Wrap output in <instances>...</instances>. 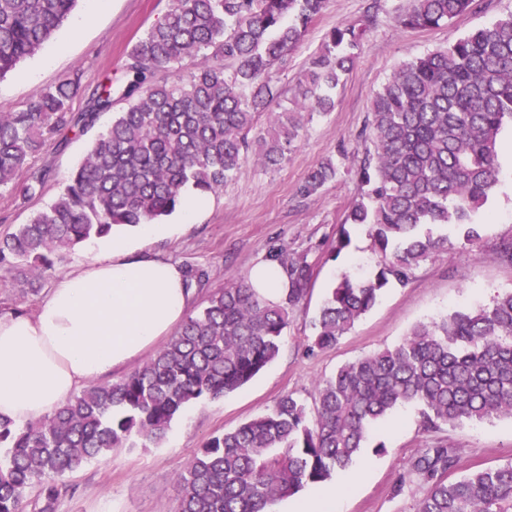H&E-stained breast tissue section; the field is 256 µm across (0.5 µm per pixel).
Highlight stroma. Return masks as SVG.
Masks as SVG:
<instances>
[{
  "label": "stroma",
  "mask_w": 512,
  "mask_h": 512,
  "mask_svg": "<svg viewBox=\"0 0 512 512\" xmlns=\"http://www.w3.org/2000/svg\"><path fill=\"white\" fill-rule=\"evenodd\" d=\"M372 0H326L322 14L307 30L302 44L288 55L281 76L294 89L309 57L336 26L360 19ZM169 0H108L93 13L91 0H79L69 19L35 55L0 78V106L22 110L38 88L73 73L82 76V92L74 111L87 105V94L105 76L120 78L125 51L166 11ZM410 0H381L376 21L367 32L359 56L336 91L335 108L314 115L302 139L281 168H263L246 159L222 192L208 196V206L179 235L158 236L151 249L183 267H200L210 275L194 303L243 277L270 250L284 247L307 256L314 269L311 293L303 311L284 331L279 357L242 389L216 401L186 408L156 445L117 448L109 461H91L66 475L72 491L56 512H173L181 494L180 479L193 455L211 436L272 410L287 393L309 400L317 384L348 361L399 343L418 323L453 310L490 303L512 289V267L498 263L493 250L512 236V128L500 135L501 174L493 188L481 226L479 251L454 242L447 251L417 268L403 287L386 289L376 305L330 350L308 353L310 320L328 288L354 265L374 266L365 234L351 236L338 259L329 251L349 206L360 194L356 170L373 146L364 136L374 93L404 62L453 43L474 29L512 13V0H477L474 8L448 25L424 30L399 28L394 16ZM67 145L36 156L35 166H49L53 177L43 194L22 199L21 183L0 189V234L26 223L50 203L62 183L85 156L92 132L67 131ZM339 167L334 181L304 197L298 187L310 169L325 160ZM459 449L457 475L512 460V418L504 417L423 431L417 404L396 409L372 431L352 465L358 482L337 486L333 512H413L418 492L394 494L398 475L409 460L435 441ZM385 451H377V444Z\"/></svg>",
  "instance_id": "obj_1"
}]
</instances>
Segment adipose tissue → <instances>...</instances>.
I'll use <instances>...</instances> for the list:
<instances>
[{"label": "adipose tissue", "instance_id": "1", "mask_svg": "<svg viewBox=\"0 0 512 512\" xmlns=\"http://www.w3.org/2000/svg\"><path fill=\"white\" fill-rule=\"evenodd\" d=\"M203 208V197L185 196L182 224ZM182 224H143L136 239L91 248L34 314L0 315V415L18 424L39 420L172 334L192 293L180 266L148 244Z\"/></svg>", "mask_w": 512, "mask_h": 512}]
</instances>
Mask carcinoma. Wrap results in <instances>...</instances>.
I'll list each match as a JSON object with an SVG mask.
<instances>
[{
    "instance_id": "cac0c4a2",
    "label": "carcinoma",
    "mask_w": 512,
    "mask_h": 512,
    "mask_svg": "<svg viewBox=\"0 0 512 512\" xmlns=\"http://www.w3.org/2000/svg\"><path fill=\"white\" fill-rule=\"evenodd\" d=\"M475 0H411L396 15L404 29L436 28ZM78 0H0V76L37 53ZM326 0H169L126 52L119 86L126 107L94 139L55 199L0 236V270L21 296L38 294L76 245L117 228L157 224L187 190L215 194L253 156L266 167L288 158L311 112H329L373 16L334 28L302 73L290 104L278 75ZM186 69L169 83L158 75ZM74 75L36 90L25 108L0 107V188L27 173L23 199L43 193L48 171L32 157L91 127L112 108V81L98 84L76 114ZM272 133L255 138L261 116ZM512 125V13L448 46L403 63L374 94V152L357 169L362 193L341 225L334 256L363 231L376 255L369 276L342 274L311 320L307 351L332 349L383 291L406 285L421 263L447 250L448 227L481 241L473 217L499 181V137ZM331 160L299 187L317 193L336 178ZM494 258L512 266V237ZM288 288L269 303L248 277L208 295L148 361L116 382L85 387L24 426L0 417V512H55L63 477L115 448L159 443L189 405L243 387L280 352L283 330L313 278L305 256L276 248ZM416 403L425 430L512 418V290L489 304L415 326L397 345L339 367L318 384L313 404L282 396L268 413L211 437L181 478L176 512H266L308 485L329 483L359 457L372 429L393 409ZM459 449L441 441L413 456L394 494L417 484L415 512H512V460L454 476Z\"/></svg>"
}]
</instances>
